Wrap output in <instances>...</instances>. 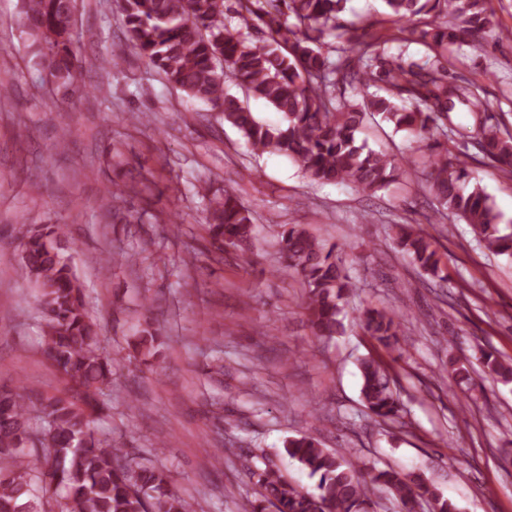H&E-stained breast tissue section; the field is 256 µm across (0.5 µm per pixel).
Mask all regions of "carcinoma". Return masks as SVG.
I'll return each mask as SVG.
<instances>
[{"instance_id": "1", "label": "carcinoma", "mask_w": 512, "mask_h": 512, "mask_svg": "<svg viewBox=\"0 0 512 512\" xmlns=\"http://www.w3.org/2000/svg\"><path fill=\"white\" fill-rule=\"evenodd\" d=\"M400 24L393 40L443 46L464 32L478 51L492 25L490 0H381ZM347 0H235L239 27L224 23V0H112L127 40L172 87L218 111L252 153H277L318 184H350L371 195L395 178L384 153L358 143V133L376 116L412 136L424 152L438 223L457 217L484 247L512 258V233L501 231L494 203L449 143L455 130L443 124L461 104L474 114L487 109L484 90L448 79L447 59L420 63L389 55L384 36L339 23ZM76 0H24L21 24L43 81L69 95L77 85L79 60L67 30ZM261 37L252 39L250 31ZM231 81L246 95L266 100L283 114L270 125L228 93ZM382 84L360 103L336 95L341 85ZM483 158L512 173V136L483 121L477 129ZM212 246L238 248L253 234L251 211L229 192L208 193ZM395 241L422 276L442 280L435 237L413 224H396ZM23 266L44 311L47 353L65 376L64 397L33 399L23 386H0V512H195L196 505L170 486L167 472L136 461L123 448L94 437V416L112 387V362L98 345L96 321L87 313L83 289L70 256L68 232L59 225L29 232L22 240ZM281 253L304 282L302 301L312 332L333 337L354 284L335 247H326L303 224H285ZM364 333L386 348L402 334V316L392 308L366 307ZM159 336L148 330L134 348L150 355ZM478 360L503 384L512 383V360L482 350ZM361 401L386 422L399 416L400 393L381 361L359 364ZM289 459L316 479L312 489L288 482L265 459L251 470L259 498L247 512H369L370 487L394 493L401 512H416L419 500L433 512H460L458 505L416 472L378 469L324 448L313 436L289 439ZM56 510L44 508L46 500Z\"/></svg>"}]
</instances>
